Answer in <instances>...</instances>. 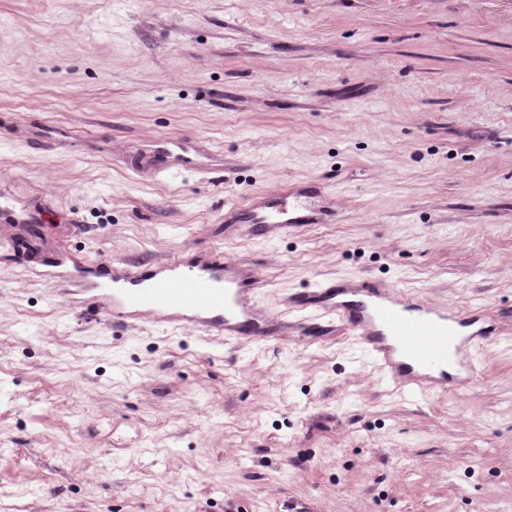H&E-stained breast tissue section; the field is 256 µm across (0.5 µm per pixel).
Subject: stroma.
<instances>
[{"label":"stroma","mask_w":512,"mask_h":512,"mask_svg":"<svg viewBox=\"0 0 512 512\" xmlns=\"http://www.w3.org/2000/svg\"><path fill=\"white\" fill-rule=\"evenodd\" d=\"M196 156L133 169L151 142ZM317 181L267 240L224 209ZM0 512H512V0H0ZM280 298L372 276L501 314L476 386L392 393L343 334L124 325L27 273L180 251ZM187 142L178 138H166L152 144L148 154L151 171L160 177L176 174L179 168L190 167L191 160Z\"/></svg>","instance_id":"stroma-1"}]
</instances>
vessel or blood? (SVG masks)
Masks as SVG:
<instances>
[{
  "label": "vessel or blood",
  "mask_w": 512,
  "mask_h": 512,
  "mask_svg": "<svg viewBox=\"0 0 512 512\" xmlns=\"http://www.w3.org/2000/svg\"><path fill=\"white\" fill-rule=\"evenodd\" d=\"M187 142L166 138L152 144L151 171L160 177L189 167ZM321 194L312 183L286 186L224 210V221L254 238H270L320 224ZM65 295L92 293L106 302L113 319L187 330L240 344L280 347L289 337L311 344L344 332L352 336L374 371L393 390L417 401L439 395L448 383L446 366L457 358L470 384L485 373L482 352L502 338L499 318L460 315L447 306L382 281L354 276L322 279L286 295L279 316H271L258 297L268 286L254 266L225 263L218 254L197 262L181 254L149 263L115 260L94 280L58 278Z\"/></svg>",
  "instance_id": "vessel-or-blood-1"
}]
</instances>
